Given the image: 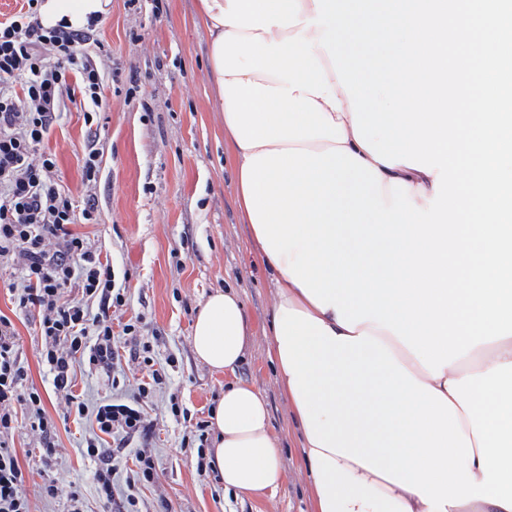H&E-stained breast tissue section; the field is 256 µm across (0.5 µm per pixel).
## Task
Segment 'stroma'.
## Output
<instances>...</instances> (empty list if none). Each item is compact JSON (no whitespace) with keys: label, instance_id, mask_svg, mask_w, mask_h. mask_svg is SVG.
Here are the masks:
<instances>
[{"label":"stroma","instance_id":"1","mask_svg":"<svg viewBox=\"0 0 512 512\" xmlns=\"http://www.w3.org/2000/svg\"><path fill=\"white\" fill-rule=\"evenodd\" d=\"M198 9L199 0H110L89 48L106 72L103 105L88 124L80 104L66 102L44 143L56 155V182L76 205L94 199L93 222L75 230L109 259L124 296L112 311L117 359L108 369L78 370L73 392L90 408L105 399L131 401L149 370L161 374L143 406L150 430L129 440L130 447L150 449L155 462L153 482L138 490L139 512H156L162 499L170 512H314L301 431L270 358L275 287L238 210L236 163L224 144L209 34L197 22ZM91 146L99 172L88 183L82 159ZM16 277L15 270H0V312L11 316L28 383L55 418L66 403L41 363L36 314L13 308L9 285ZM227 287L239 295L248 323L237 376L264 397L286 473L277 494L261 500L225 493L218 472L198 462V446L213 448L214 432L198 433L196 425L223 397L224 376L196 359L191 330L207 296ZM127 323L133 333H124ZM89 430L86 419L58 429L52 441L59 460L48 464L39 431L19 420L21 489L35 512H67L74 489L86 512H105L94 491L95 464L77 453ZM49 483L58 488L52 499L42 494Z\"/></svg>","mask_w":512,"mask_h":512}]
</instances>
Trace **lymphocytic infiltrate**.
<instances>
[{"instance_id":"f902f5d3","label":"lymphocytic infiltrate","mask_w":512,"mask_h":512,"mask_svg":"<svg viewBox=\"0 0 512 512\" xmlns=\"http://www.w3.org/2000/svg\"><path fill=\"white\" fill-rule=\"evenodd\" d=\"M93 36L90 28L44 27L38 0H25L24 8L0 21V267L18 272L11 288L16 309L39 317L41 360L54 389L64 394L76 418L90 417L97 428L80 453L97 464L93 479L99 496L113 504L114 512H138L135 494L120 499L114 494L125 449L106 448L105 438L145 431L139 402L151 396L161 377L149 374L133 402L107 399L90 409L74 394L77 368L111 367L116 351L110 311L122 305L123 296L114 288L111 264L73 229L93 221V203L76 207L52 177L54 154L43 150L65 99L80 98L88 122L102 107L104 72L79 50ZM51 239L57 242L53 251L46 248ZM74 288L82 301L68 299ZM16 336L12 320L0 313V512H33L21 490L23 474L12 444L17 412L25 410L41 432L49 462L56 458L52 437L57 425L37 391L20 392L27 372Z\"/></svg>"}]
</instances>
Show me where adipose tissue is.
Here are the masks:
<instances>
[{
	"instance_id": "obj_1",
	"label": "adipose tissue",
	"mask_w": 512,
	"mask_h": 512,
	"mask_svg": "<svg viewBox=\"0 0 512 512\" xmlns=\"http://www.w3.org/2000/svg\"><path fill=\"white\" fill-rule=\"evenodd\" d=\"M107 0H41L43 26L87 28ZM341 104L321 109L343 124L345 147L390 183L406 182L418 206L432 198L434 175L374 161L352 131L348 97L314 47ZM277 288L272 350L279 383L302 430L315 512H512V336L482 343L434 377L389 330L364 321L346 330L334 309H319L273 266ZM247 324L238 295L211 294L192 330L197 359L235 372ZM212 465L226 490L268 497L285 471L266 404L252 385L230 382L211 415Z\"/></svg>"
}]
</instances>
